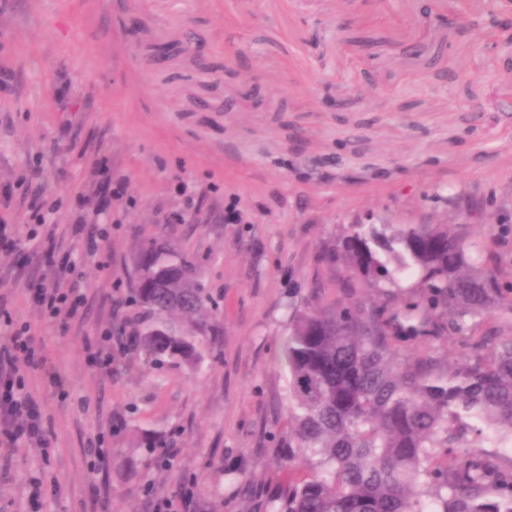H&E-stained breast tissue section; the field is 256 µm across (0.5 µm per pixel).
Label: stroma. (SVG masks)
Here are the masks:
<instances>
[{"label":"stroma","instance_id":"stroma-1","mask_svg":"<svg viewBox=\"0 0 512 512\" xmlns=\"http://www.w3.org/2000/svg\"><path fill=\"white\" fill-rule=\"evenodd\" d=\"M504 30L512 0H0V228L22 241L0 252V332L36 337L44 427L0 453V512H264L288 483L291 311L317 278L341 295L320 251L356 220L444 224L512 263L493 233L512 225ZM189 32L200 54L179 52ZM90 224L111 229L94 255ZM147 239L201 263L220 330L201 369L128 342ZM64 268L86 305L54 322L35 289Z\"/></svg>","mask_w":512,"mask_h":512}]
</instances>
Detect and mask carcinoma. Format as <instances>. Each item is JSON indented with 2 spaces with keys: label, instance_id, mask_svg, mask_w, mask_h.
I'll return each mask as SVG.
<instances>
[{
  "label": "carcinoma",
  "instance_id": "carcinoma-1",
  "mask_svg": "<svg viewBox=\"0 0 512 512\" xmlns=\"http://www.w3.org/2000/svg\"><path fill=\"white\" fill-rule=\"evenodd\" d=\"M318 261L352 287L326 302L314 280L291 319L288 486L265 512H425L426 496L430 512H512V461L485 446L512 441V264L446 224H353ZM134 267L141 351L195 361L211 318L197 257L152 239ZM400 275L416 281L397 300ZM443 336L464 338L452 361L433 349Z\"/></svg>",
  "mask_w": 512,
  "mask_h": 512
}]
</instances>
